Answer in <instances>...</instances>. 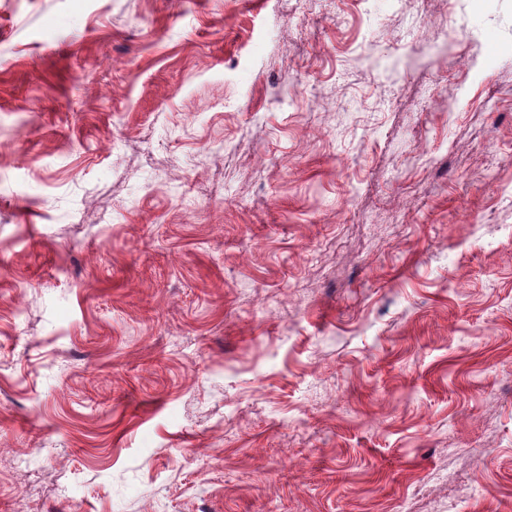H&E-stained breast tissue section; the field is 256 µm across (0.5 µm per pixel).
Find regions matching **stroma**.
I'll list each match as a JSON object with an SVG mask.
<instances>
[{"label": "stroma", "mask_w": 512, "mask_h": 512, "mask_svg": "<svg viewBox=\"0 0 512 512\" xmlns=\"http://www.w3.org/2000/svg\"><path fill=\"white\" fill-rule=\"evenodd\" d=\"M0 512H512V0H0Z\"/></svg>", "instance_id": "obj_1"}]
</instances>
